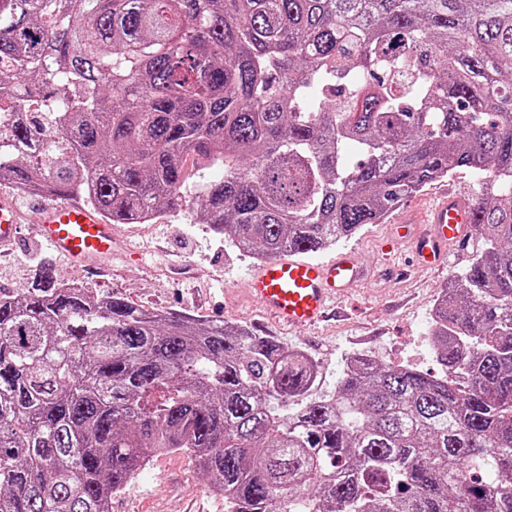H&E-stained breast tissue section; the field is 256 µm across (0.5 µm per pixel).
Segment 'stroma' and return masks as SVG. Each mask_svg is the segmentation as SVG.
Instances as JSON below:
<instances>
[{"mask_svg": "<svg viewBox=\"0 0 512 512\" xmlns=\"http://www.w3.org/2000/svg\"><path fill=\"white\" fill-rule=\"evenodd\" d=\"M221 175V167L202 169L187 161L180 206L163 211L149 224L114 225L111 258L89 272L74 271L65 258L31 237L20 246L0 245V291L16 293L31 287L39 268L49 262L58 281L75 280L98 292H115L148 308L236 322L285 348L304 351L319 364L328 389L345 359L354 354L436 371L426 339L431 310L449 277L468 266L480 249L478 236H471L463 249L449 245L443 271L417 267L401 278L391 265L411 261V244L396 243L391 254H384L382 246L394 234L392 221L366 225L338 248L320 253L329 259L337 251L353 250L361 258L364 276L345 298L348 318L329 319L307 329L282 327L266 317L248 294L257 260L239 252L208 225L192 220L198 184ZM450 188L471 199L481 194L476 178L460 171L408 198L407 208L400 211L402 218L422 220ZM112 512H224V499L211 492L194 458L165 454L151 461L130 490L113 495Z\"/></svg>", "mask_w": 512, "mask_h": 512, "instance_id": "35a3bbf8", "label": "stroma"}]
</instances>
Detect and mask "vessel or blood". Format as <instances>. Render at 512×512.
I'll list each match as a JSON object with an SVG mask.
<instances>
[{"mask_svg":"<svg viewBox=\"0 0 512 512\" xmlns=\"http://www.w3.org/2000/svg\"><path fill=\"white\" fill-rule=\"evenodd\" d=\"M471 218L469 200L451 194L431 212V231L417 245V255L426 262L442 261L446 246L459 242ZM39 242L68 258L75 268L112 252V226L100 215L73 202L44 205L34 226ZM21 236L18 211L10 203L0 204V241ZM363 266L351 252L321 262L288 255L264 262L250 276L252 297L277 321L294 326H309L320 321L330 298L347 291L360 281Z\"/></svg>","mask_w":512,"mask_h":512,"instance_id":"obj_1","label":"vessel or blood"}]
</instances>
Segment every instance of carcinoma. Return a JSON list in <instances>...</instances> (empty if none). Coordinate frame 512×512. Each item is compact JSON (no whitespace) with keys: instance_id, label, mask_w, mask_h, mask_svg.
<instances>
[{"instance_id":"obj_1","label":"carcinoma","mask_w":512,"mask_h":512,"mask_svg":"<svg viewBox=\"0 0 512 512\" xmlns=\"http://www.w3.org/2000/svg\"><path fill=\"white\" fill-rule=\"evenodd\" d=\"M266 261L482 180L430 373L306 354L48 265L0 294V512H111L193 456L226 512H512V0H0V182Z\"/></svg>"}]
</instances>
